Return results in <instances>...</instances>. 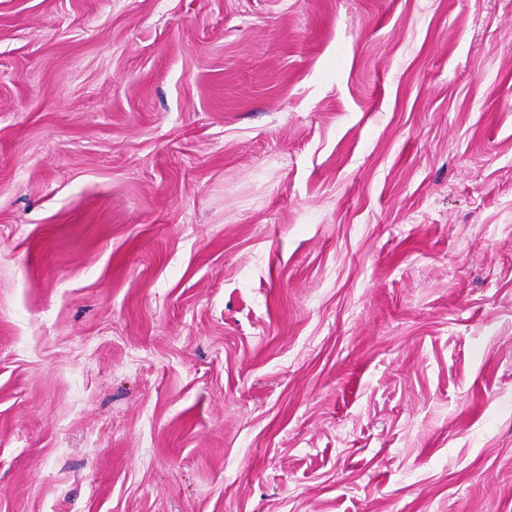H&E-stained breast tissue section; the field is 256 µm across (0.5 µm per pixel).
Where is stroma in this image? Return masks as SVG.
<instances>
[{
    "label": "stroma",
    "mask_w": 512,
    "mask_h": 512,
    "mask_svg": "<svg viewBox=\"0 0 512 512\" xmlns=\"http://www.w3.org/2000/svg\"><path fill=\"white\" fill-rule=\"evenodd\" d=\"M0 512H512V0H0Z\"/></svg>",
    "instance_id": "1"
}]
</instances>
